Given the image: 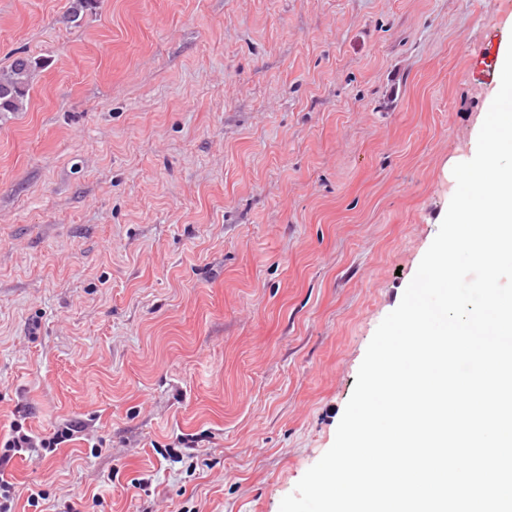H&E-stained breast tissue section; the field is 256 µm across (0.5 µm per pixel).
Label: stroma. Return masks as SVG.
<instances>
[{"instance_id": "35a3bbf8", "label": "stroma", "mask_w": 512, "mask_h": 512, "mask_svg": "<svg viewBox=\"0 0 512 512\" xmlns=\"http://www.w3.org/2000/svg\"><path fill=\"white\" fill-rule=\"evenodd\" d=\"M0 0L11 512H279L471 159L512 0ZM42 492L29 506L30 490ZM498 49L496 39L489 38L478 52L479 74L485 81H493L496 76V58ZM42 64L37 58H16L0 71V112H21L25 109L31 83Z\"/></svg>"}]
</instances>
